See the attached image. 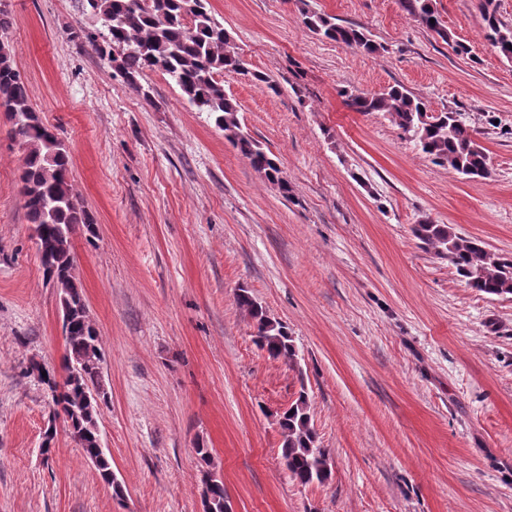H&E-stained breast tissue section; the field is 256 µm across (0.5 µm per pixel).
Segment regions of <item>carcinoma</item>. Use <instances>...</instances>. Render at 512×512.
<instances>
[{"label":"carcinoma","mask_w":512,"mask_h":512,"mask_svg":"<svg viewBox=\"0 0 512 512\" xmlns=\"http://www.w3.org/2000/svg\"><path fill=\"white\" fill-rule=\"evenodd\" d=\"M83 8L101 20L107 37L92 33L86 41L102 58L112 63L116 74L135 89L147 71H160L179 87L188 102L213 117L224 130V137L249 161L250 165L280 193L291 192L278 161L242 129L237 102L224 92L221 74L264 80L249 71L243 61L226 50L224 27L210 11L209 0H82ZM402 9L415 21L450 39L439 19L433 0H401ZM484 36L502 56L512 60V28L503 25L494 0L483 3ZM306 26L323 38L355 47L367 54L379 46L369 33L356 25H341L335 18L310 13ZM348 105L356 112H384L403 133L416 143L433 162L470 178L488 175L487 154L474 130L454 112L428 116L427 106L402 86H391L380 94H350ZM0 108L8 113L12 134L23 151L20 177L28 220L34 226L37 251L46 279L57 288L63 320L65 356L63 383L43 376L42 367L32 363L28 374L52 393L55 415L63 416L72 429L70 437L86 456L98 457L101 479L112 486L115 495L122 486L113 484L112 465L98 446L100 402L87 399L92 388L100 386L99 362L103 357L98 333L88 322V309L73 267L72 236L76 228H90L92 216L80 205L68 183L70 155L54 130L44 124L31 106L19 70L14 65L10 46L0 42ZM420 246L448 260L467 286L488 295H512V257L489 252L482 242L466 237L448 224L421 220L411 228ZM238 302L256 324L254 343L272 359L290 365L298 360V348L288 326L271 319L263 306L246 289ZM283 441L281 458L290 476L301 485L325 483L331 471L320 467L329 457L320 447L307 401L302 390L294 403L279 415ZM210 503L207 512H226L224 481L208 473Z\"/></svg>","instance_id":"obj_1"}]
</instances>
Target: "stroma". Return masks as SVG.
Segmentation results:
<instances>
[{"mask_svg": "<svg viewBox=\"0 0 512 512\" xmlns=\"http://www.w3.org/2000/svg\"><path fill=\"white\" fill-rule=\"evenodd\" d=\"M209 3L230 50L267 77L227 75L224 90L291 198L168 76L146 72L137 91L115 74L83 37L102 26L81 0L6 2L0 39L95 221L72 246L123 494L28 373L60 374L64 337L0 111V512H202L209 471L231 512H512V296L469 288L411 233L428 218L512 257V61L484 37L483 0H435L446 41L400 0ZM313 12L366 28L380 51L322 39ZM397 84L476 130L487 177L433 164L387 114L346 103ZM243 288L287 325L297 365L255 345ZM302 390L330 454L320 485L281 459L278 416Z\"/></svg>", "mask_w": 512, "mask_h": 512, "instance_id": "1", "label": "stroma"}]
</instances>
